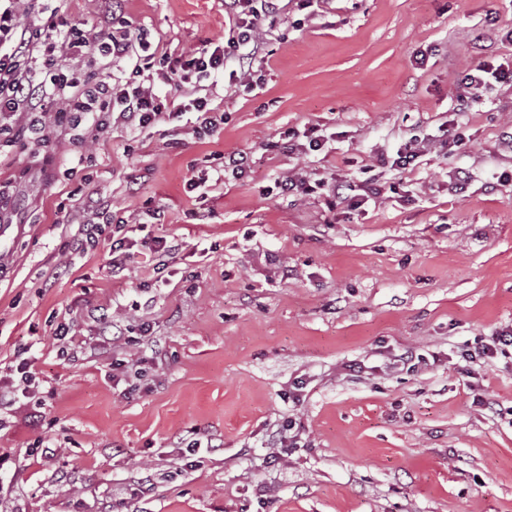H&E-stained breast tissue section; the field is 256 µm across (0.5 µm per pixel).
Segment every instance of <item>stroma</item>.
<instances>
[{"mask_svg": "<svg viewBox=\"0 0 512 512\" xmlns=\"http://www.w3.org/2000/svg\"><path fill=\"white\" fill-rule=\"evenodd\" d=\"M48 6L62 29L97 30L112 0ZM280 7L262 25L261 87L230 86L232 60L209 78L216 131L189 112L91 146L63 127L49 146L0 149L16 196L0 223V381L23 357L36 377L0 404V512H512V363L459 357L512 327V87L459 116L464 150L382 170L393 192L362 208L266 193L295 172L360 183L378 151L435 133L469 69L512 58V0ZM122 11L175 53L229 32L224 0ZM310 125L328 154L277 148ZM232 150L250 171L204 200L188 191ZM89 195L128 237L178 241L165 283L161 254L116 276L106 246L68 249L80 230L60 211ZM148 203L165 223L137 224ZM409 350L426 364H400ZM288 419L301 445L284 451L271 436ZM197 439L210 449L188 453Z\"/></svg>", "mask_w": 512, "mask_h": 512, "instance_id": "35a3bbf8", "label": "stroma"}]
</instances>
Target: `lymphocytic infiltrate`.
<instances>
[{
    "instance_id": "1",
    "label": "lymphocytic infiltrate",
    "mask_w": 512,
    "mask_h": 512,
    "mask_svg": "<svg viewBox=\"0 0 512 512\" xmlns=\"http://www.w3.org/2000/svg\"><path fill=\"white\" fill-rule=\"evenodd\" d=\"M40 2L0 0V148L21 136L48 145L52 127L70 125L89 114L94 120L81 136L85 144L96 142L115 122L145 129L186 112L196 113L200 126L214 127L213 93L206 79L232 57L239 65L234 84L253 88L254 66L264 44L259 22L280 11L278 0H224L227 40L202 50L171 53L152 46L126 23L106 26L99 33L77 27L64 31L51 18L38 28L25 27L23 12L35 11ZM120 62L131 65L128 78L113 74V64ZM148 72L175 88L178 104L156 97L144 81ZM495 83L512 87V60L476 64L456 88V111H470ZM467 142L460 124L449 120L439 125L433 138H414L395 154L381 153L377 165L405 170L432 149L456 151ZM274 189L280 196H322L332 208L339 202L361 206L383 196L386 185L375 176L359 186L293 174L275 179Z\"/></svg>"
}]
</instances>
